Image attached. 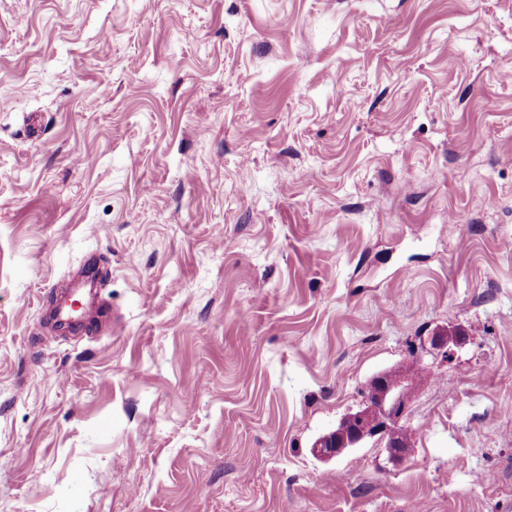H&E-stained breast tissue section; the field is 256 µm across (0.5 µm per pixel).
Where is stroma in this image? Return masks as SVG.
<instances>
[{"instance_id": "35a3bbf8", "label": "stroma", "mask_w": 512, "mask_h": 512, "mask_svg": "<svg viewBox=\"0 0 512 512\" xmlns=\"http://www.w3.org/2000/svg\"><path fill=\"white\" fill-rule=\"evenodd\" d=\"M509 66L512 0H0V512H512ZM384 393L378 400L379 406H368L365 411L358 414H347L338 424L336 430L320 437L313 445L314 453L317 457L322 459H332L335 454L326 451L323 445L326 441L341 440L345 448H336L337 454H344L350 451L351 448H359L363 443L368 440H374L384 448H396L395 435L392 432L395 422L403 415L406 408V400L402 393L403 390L408 388L404 381L394 382L390 386L382 381ZM400 387V390L398 388ZM383 410L380 413L379 409ZM377 412V417L374 418L373 412ZM349 427V434L347 431Z\"/></svg>"}]
</instances>
